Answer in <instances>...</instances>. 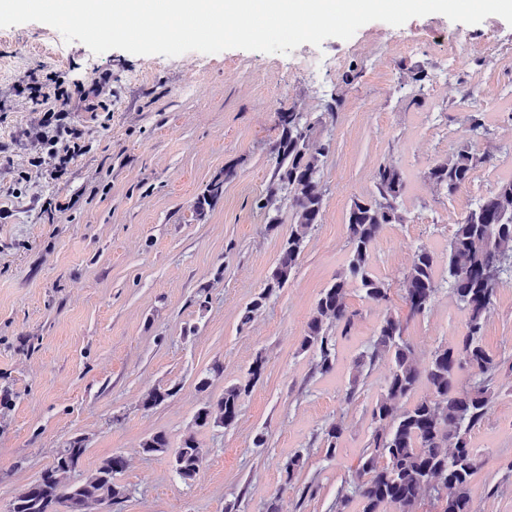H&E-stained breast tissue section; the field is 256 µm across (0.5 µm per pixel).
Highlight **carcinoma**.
<instances>
[{"instance_id": "1", "label": "carcinoma", "mask_w": 512, "mask_h": 512, "mask_svg": "<svg viewBox=\"0 0 512 512\" xmlns=\"http://www.w3.org/2000/svg\"><path fill=\"white\" fill-rule=\"evenodd\" d=\"M279 136L271 147L274 160L266 194L257 207L267 213L268 223L283 222L289 215L290 233L263 291L245 308L241 325L251 322L266 299L283 288L298 264L305 242L321 222L326 189L322 183L323 158L329 144L313 141L314 125L304 113L290 108L278 113ZM489 164L486 154L474 152L462 142L448 156L436 161L424 178L446 195L465 185L474 170ZM374 191L352 200L347 216L349 253L345 270L321 292L307 322L301 349L315 356L314 369L325 375L336 366L337 337L332 326L348 328L358 312L349 308L345 297L355 283L362 297L375 304L389 299V284L370 267L371 250L382 229L406 220L403 196L406 183L401 169L392 162L374 170ZM512 260V178L497 185L471 208L448 243L445 271L456 302L466 313L465 333L456 348L441 346L426 366L418 364L411 344L404 337L401 320L390 313L380 321L369 351L355 361V374L347 399H352L363 369L378 359H389L391 367L383 391L372 408L375 424L369 450L359 457L354 471L353 495L336 502V512H350L357 498L358 512H383L393 505L399 512H412L418 500L435 494L444 500L443 512H472L470 479L478 467L471 446L470 431L487 415L495 396L492 385L498 367L485 349L482 333L496 289L503 282V265ZM439 259L426 248L419 249L400 280V290L411 316H423L432 307L440 283L436 277ZM468 367L473 378L468 389L456 388L457 371ZM264 365L257 360L243 382L224 388L223 396L201 407L196 426L231 428L235 425L242 399L261 378ZM428 395L412 406L403 400L420 385ZM343 435L336 423L323 433L326 455H335ZM170 442L157 432L142 443L148 455L166 453ZM86 447L73 441L63 448L40 477L15 495L13 512H88L95 504L110 507L126 498V488L116 477L127 466L121 454L104 459L97 469L80 473ZM204 455L194 435L183 438L174 450L175 473L183 480L194 478Z\"/></svg>"}]
</instances>
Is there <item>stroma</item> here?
Returning a JSON list of instances; mask_svg holds the SVG:
<instances>
[{"instance_id": "obj_1", "label": "stroma", "mask_w": 512, "mask_h": 512, "mask_svg": "<svg viewBox=\"0 0 512 512\" xmlns=\"http://www.w3.org/2000/svg\"><path fill=\"white\" fill-rule=\"evenodd\" d=\"M307 61L301 46L288 54H96L43 23L0 28V106L7 111L0 141H24L33 108L16 105L11 89L25 72L54 74L67 89L101 72L112 76L104 109L70 114L89 150L65 178L0 172V512L76 437L87 448L82 472L115 453L126 458L117 481L127 496L118 512H267L272 505L336 512L337 498L352 491L388 374L387 362L377 360L357 391L349 389L354 362L380 320L400 317L422 364L438 347L460 342L465 314L448 284L428 313L413 317L399 282L418 248L444 256L455 224L512 178V46L471 56L454 74L455 85L476 90L466 101L453 88L439 90L444 49L435 43L403 53L389 39L374 57L356 53L315 73ZM414 65L429 76L420 95L403 74ZM335 99V120L321 121ZM291 107L314 122L316 140L331 144L322 167L324 217L288 284L244 326L242 313L262 292L290 231L268 224L255 200L273 167L277 114ZM478 112L485 131L473 137L469 118ZM466 139L476 152L497 151L499 164L479 168L445 196L424 173ZM387 161L404 173L407 217L387 225L372 251L390 299L379 306L349 286L357 315L337 339L335 369L323 375L302 351V336L321 292L344 268L350 203L371 192L375 168ZM230 165L236 177L197 219V195ZM38 197L69 207L48 215L35 205ZM483 345L499 363V394L470 432L480 453L472 510L512 512L511 279L495 293ZM259 359L263 374L236 425L196 427V412ZM216 362L223 375L199 389ZM154 389L169 396L145 408ZM338 422L344 434L330 457L322 433ZM157 432L174 447L195 435L205 460L194 479L175 474L170 454L143 453L142 442ZM260 432L266 442L258 447ZM298 452L306 464L287 477L283 465Z\"/></svg>"}]
</instances>
